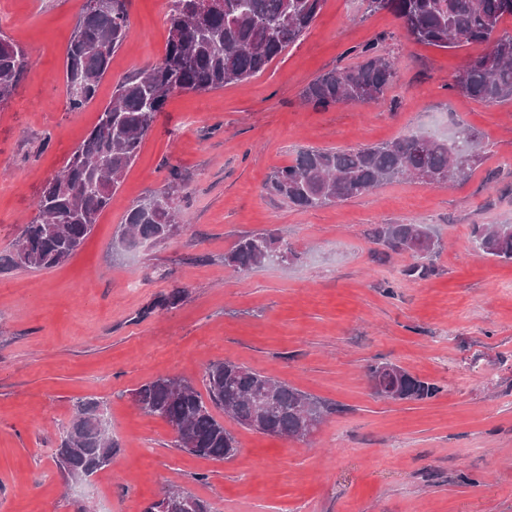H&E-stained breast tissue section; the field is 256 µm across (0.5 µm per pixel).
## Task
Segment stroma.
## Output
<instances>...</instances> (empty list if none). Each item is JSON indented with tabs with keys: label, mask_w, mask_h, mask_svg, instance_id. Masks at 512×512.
<instances>
[{
	"label": "stroma",
	"mask_w": 512,
	"mask_h": 512,
	"mask_svg": "<svg viewBox=\"0 0 512 512\" xmlns=\"http://www.w3.org/2000/svg\"><path fill=\"white\" fill-rule=\"evenodd\" d=\"M83 0H0V30L32 66L0 107V256L12 251L47 181L112 99L116 83L163 53L168 0H130L128 39L96 98L67 105L65 57ZM384 40L395 78L378 102L316 108L301 99L320 74L355 65ZM483 51L407 39L365 0H326L307 33L262 73L224 89L173 95L82 248L50 270L0 272V512H144L171 487L213 512H512V263L478 250L476 224H512V102L453 89ZM485 142L482 163L453 186L383 184L335 205L299 209L267 195L274 169L302 148H354L409 131ZM187 184L180 232L119 253L130 204ZM428 224L443 249L425 278L410 253H385L380 224ZM274 230L294 263L246 271L224 254ZM174 309L153 308L173 288ZM229 360L333 408L298 441L224 427L227 460L174 446L131 392L170 375L201 385ZM391 362L439 386L434 398L391 401L370 364ZM102 403L119 448L111 465L67 484L50 450L76 400Z\"/></svg>",
	"instance_id": "stroma-1"
}]
</instances>
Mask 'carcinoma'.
<instances>
[{
    "label": "carcinoma",
    "mask_w": 512,
    "mask_h": 512,
    "mask_svg": "<svg viewBox=\"0 0 512 512\" xmlns=\"http://www.w3.org/2000/svg\"><path fill=\"white\" fill-rule=\"evenodd\" d=\"M371 12L387 11L408 39L440 49L462 43L484 44L486 51L458 71L453 88L490 103L512 101V0H366ZM129 0H104L92 9L84 3L66 50L68 104L77 111L90 103L108 71L112 56L123 46L129 29ZM325 0H223V7L201 12L195 0H169L167 38L162 57L123 78L97 123L73 149L62 171L49 179L34 219L24 225L16 246L0 263L14 268L49 270L71 259L92 233L99 214L110 204L157 115L177 93H208L249 79L265 70L299 41L321 12ZM361 61L322 74L302 90L315 108L349 102H377L391 86L395 68L381 42L360 50ZM30 67L26 50L0 33V105L7 103ZM481 137L458 127L454 141L411 131L392 140L350 149L305 148L292 163L276 169L265 191L298 208H317L364 195L383 183L421 176L429 184L449 186L464 177L482 158ZM186 183L172 175L166 187L151 191L129 207L119 230L124 249L167 242L178 232L170 195L183 198ZM374 238L388 250L410 252L420 262L405 274L424 278L441 242L425 224H380ZM475 247L502 262L512 263V224H475ZM296 262L301 253L276 232L241 237L224 254V265L249 270L281 256ZM176 288L159 296L152 308L169 310L183 300ZM375 393L393 401H424L440 388L396 364L383 371L369 366ZM205 392L179 377L162 375L132 390V400L146 415L176 430V447L192 455L224 460L235 455L237 442L214 411L239 425L270 436L298 440L310 435L331 408L318 398L262 372L234 363L209 365ZM95 400L74 403L52 458L66 480L105 469L117 444ZM192 508L170 499L166 512H211V506L186 492Z\"/></svg>",
    "instance_id": "1"
}]
</instances>
